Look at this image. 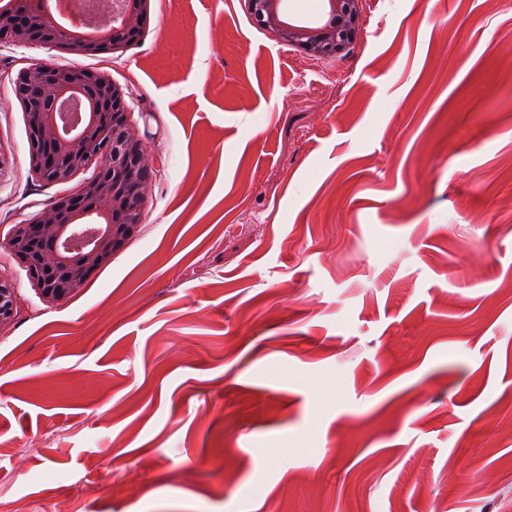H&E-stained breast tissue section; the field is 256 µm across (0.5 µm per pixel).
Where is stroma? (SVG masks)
<instances>
[{"label":"stroma","mask_w":512,"mask_h":512,"mask_svg":"<svg viewBox=\"0 0 512 512\" xmlns=\"http://www.w3.org/2000/svg\"><path fill=\"white\" fill-rule=\"evenodd\" d=\"M362 5L338 57L248 0L0 41V239L102 164L35 180L23 68L108 74L154 172L68 299L0 248V512H512V0ZM16 311L15 288L0 278V326L10 323Z\"/></svg>","instance_id":"35a3bbf8"}]
</instances>
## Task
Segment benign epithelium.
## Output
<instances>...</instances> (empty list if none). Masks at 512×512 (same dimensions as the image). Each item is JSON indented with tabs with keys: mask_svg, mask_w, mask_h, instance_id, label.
<instances>
[{
	"mask_svg": "<svg viewBox=\"0 0 512 512\" xmlns=\"http://www.w3.org/2000/svg\"><path fill=\"white\" fill-rule=\"evenodd\" d=\"M34 0L0 4V40L19 45L52 43L73 54L110 52L131 43L147 22V0H121L112 28L93 37L64 33ZM286 0H248L257 24L315 57L343 53L361 26L362 0H324V17L312 26L289 17ZM16 93L29 129V158L42 181L65 183L101 157L97 176L78 194L57 197L40 215L14 225L0 241L28 268L47 299H66L134 235L146 203L151 169L142 141L127 124L124 92L104 73L30 66L16 77ZM16 311L15 288L0 279V326Z\"/></svg>",
	"mask_w": 512,
	"mask_h": 512,
	"instance_id": "7a95c632",
	"label": "benign epithelium"
}]
</instances>
